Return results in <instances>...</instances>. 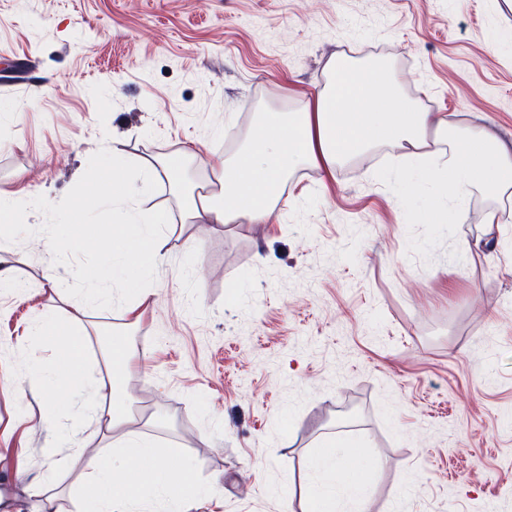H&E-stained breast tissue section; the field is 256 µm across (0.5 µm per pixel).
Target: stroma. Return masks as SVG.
Returning <instances> with one entry per match:
<instances>
[{
	"instance_id": "1",
	"label": "stroma",
	"mask_w": 512,
	"mask_h": 512,
	"mask_svg": "<svg viewBox=\"0 0 512 512\" xmlns=\"http://www.w3.org/2000/svg\"><path fill=\"white\" fill-rule=\"evenodd\" d=\"M336 54L388 63L427 111L512 142V0H0V190L60 201L116 144L139 164L187 155L208 193L259 113L314 99ZM412 169L391 146L303 165L269 223L221 230L183 223L157 176L137 207L176 232L154 295L133 325L86 310L80 385L33 369L66 342L34 331L71 317L69 269L36 234L0 245V512H37L44 479L49 512H84L106 337L133 353L139 431L212 489L190 512H300L327 435L362 444L369 512H512V202L475 196L461 223ZM493 207L498 245L466 260Z\"/></svg>"
}]
</instances>
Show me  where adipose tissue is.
<instances>
[{"instance_id": "adipose-tissue-1", "label": "adipose tissue", "mask_w": 512, "mask_h": 512, "mask_svg": "<svg viewBox=\"0 0 512 512\" xmlns=\"http://www.w3.org/2000/svg\"><path fill=\"white\" fill-rule=\"evenodd\" d=\"M329 80L313 101L297 112L263 118L234 159L217 167L218 189L209 194L180 193L185 217L193 224H264L283 205L282 186L294 166L328 171L383 145L407 150L430 174L440 203L462 210L487 189L512 198V144L474 127L457 114L425 111L396 90L393 69L359 65L334 56ZM74 240L103 253L113 283L124 288L125 315L138 321L153 295L150 286L165 239L163 214L140 224H88L79 213L68 216ZM69 339L47 366L53 382L83 381L88 344L80 324L67 328ZM106 374L90 402L98 434L108 444L89 459L81 490L94 512H129L146 494L166 499L172 512L202 497L203 486L182 453H160L134 428L128 382L132 356L126 343L102 354ZM359 445L335 437L321 441L309 458L311 475L300 498V512H336L329 485L345 473L358 497L350 512H367L361 491L363 468H348L360 456Z\"/></svg>"}]
</instances>
